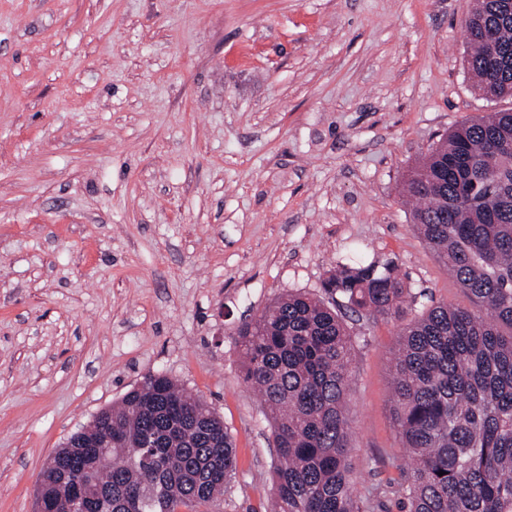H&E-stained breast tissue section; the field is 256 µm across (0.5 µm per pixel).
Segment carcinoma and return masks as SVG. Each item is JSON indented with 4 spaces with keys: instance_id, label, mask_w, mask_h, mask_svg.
Returning a JSON list of instances; mask_svg holds the SVG:
<instances>
[{
    "instance_id": "1",
    "label": "carcinoma",
    "mask_w": 512,
    "mask_h": 512,
    "mask_svg": "<svg viewBox=\"0 0 512 512\" xmlns=\"http://www.w3.org/2000/svg\"><path fill=\"white\" fill-rule=\"evenodd\" d=\"M475 92L512 97V0H474L465 19ZM412 227L484 313L446 303L404 328L392 384L410 458L401 512H512V112L462 121L416 166ZM337 306L398 316L394 267L344 265L323 284ZM243 381L273 423V512H361L345 413L350 333L321 299L291 293L237 332ZM237 464L224 421L164 374H149L73 433L38 477L51 512L81 488L83 512H197ZM444 475H439V472Z\"/></svg>"
}]
</instances>
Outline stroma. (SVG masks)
<instances>
[{"mask_svg": "<svg viewBox=\"0 0 512 512\" xmlns=\"http://www.w3.org/2000/svg\"><path fill=\"white\" fill-rule=\"evenodd\" d=\"M472 0H0V512L143 377L203 396L236 444L219 512H267L273 428L237 329L395 263L405 316L341 309L350 461L368 512L410 460L388 389L404 327L473 308L401 184L464 119Z\"/></svg>", "mask_w": 512, "mask_h": 512, "instance_id": "35a3bbf8", "label": "stroma"}]
</instances>
